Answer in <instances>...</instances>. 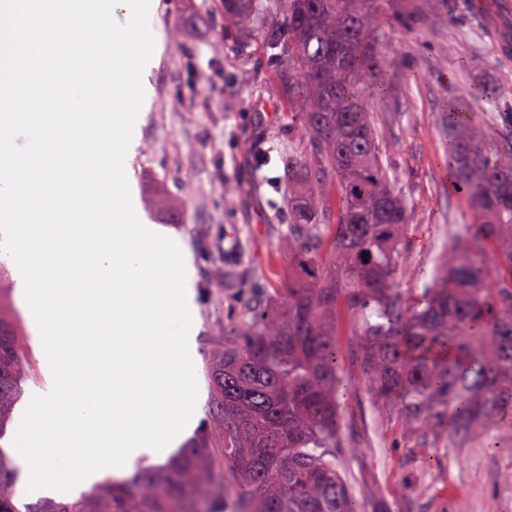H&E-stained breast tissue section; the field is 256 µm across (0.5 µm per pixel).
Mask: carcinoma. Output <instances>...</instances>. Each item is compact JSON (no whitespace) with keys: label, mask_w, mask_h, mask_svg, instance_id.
Listing matches in <instances>:
<instances>
[{"label":"carcinoma","mask_w":512,"mask_h":512,"mask_svg":"<svg viewBox=\"0 0 512 512\" xmlns=\"http://www.w3.org/2000/svg\"><path fill=\"white\" fill-rule=\"evenodd\" d=\"M220 2L224 43L246 64L261 44L299 122L273 133L299 137L281 158L287 268L266 289L224 268L208 416L166 464L20 508L0 445V512H369L341 468L361 452L340 403L347 365L407 442L512 430V104L496 115L502 133L448 101L449 191L480 223L448 236L416 303L400 287L409 210L370 103L393 91L383 18L410 29L466 13L464 0ZM28 371L0 306V440Z\"/></svg>","instance_id":"carcinoma-1"}]
</instances>
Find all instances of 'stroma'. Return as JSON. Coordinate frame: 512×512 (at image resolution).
<instances>
[{"label": "stroma", "instance_id": "obj_1", "mask_svg": "<svg viewBox=\"0 0 512 512\" xmlns=\"http://www.w3.org/2000/svg\"><path fill=\"white\" fill-rule=\"evenodd\" d=\"M500 0H471L465 17H447L417 32L386 26L392 72L405 75L410 96L401 109L389 97L374 100V118L410 211L409 249L402 256V285L411 299L427 287L449 228L476 218L466 198L448 191V138L444 114L452 99L467 101L475 88L512 97V11ZM152 27L161 51L149 75L152 93L140 114L139 137L128 179L140 213L187 248L195 291L199 393L209 398L207 357L224 328V259L258 270L257 287L271 288L287 265L277 213L258 187L271 174L254 159L256 144L278 154L273 128L294 119L271 91L273 74L247 76L224 43L219 0H173L157 6ZM0 304L8 307L32 372L15 408L23 415L33 395L49 391L51 376L15 288L8 261L0 260ZM346 418L361 427L365 453L343 472L357 489L381 495L391 512H406L404 486L415 482L432 496L429 512H512V487L499 480L512 470V432L474 439L466 452L452 440L401 455L397 422L374 410L353 388Z\"/></svg>", "mask_w": 512, "mask_h": 512}]
</instances>
